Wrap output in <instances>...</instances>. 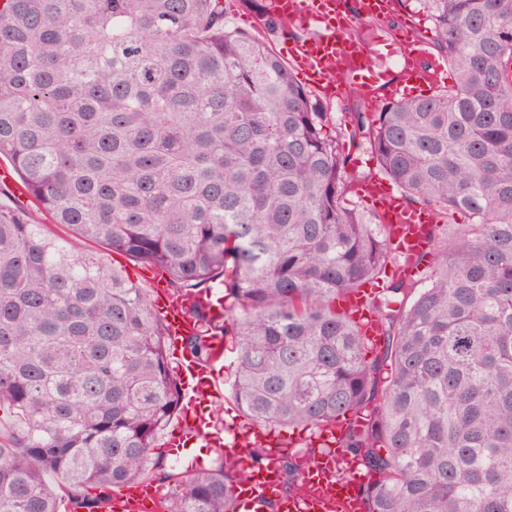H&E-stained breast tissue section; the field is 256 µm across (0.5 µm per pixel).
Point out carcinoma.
<instances>
[{"instance_id": "cac0c4a2", "label": "carcinoma", "mask_w": 512, "mask_h": 512, "mask_svg": "<svg viewBox=\"0 0 512 512\" xmlns=\"http://www.w3.org/2000/svg\"><path fill=\"white\" fill-rule=\"evenodd\" d=\"M455 72L446 90L351 112L430 225L415 278L327 113L224 0H0V158L36 209L0 207V512H103L88 488L140 480L182 388L142 290L83 249L165 274L199 333L221 331L255 426L316 430L371 479L365 512H512V0H417ZM72 237L44 233L38 214ZM384 343L336 300L365 285ZM224 296L216 323L191 297ZM278 460L283 491L303 461ZM248 473L187 469L161 512H234Z\"/></svg>"}]
</instances>
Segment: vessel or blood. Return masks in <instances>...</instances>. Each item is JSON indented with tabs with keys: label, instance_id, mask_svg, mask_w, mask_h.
<instances>
[{
	"label": "vessel or blood",
	"instance_id": "vessel-or-blood-1",
	"mask_svg": "<svg viewBox=\"0 0 512 512\" xmlns=\"http://www.w3.org/2000/svg\"><path fill=\"white\" fill-rule=\"evenodd\" d=\"M395 0H359L357 11L340 7L338 0H268L273 17L310 30L309 38L293 42L288 48L291 65L300 71L315 91L331 98L354 87L371 95L376 86H388L391 95L402 89L423 84L436 86L444 66L424 64V50L419 42L404 40L399 44L404 65L400 82H391L387 71L371 63L367 46L349 37L355 22L376 19L395 10ZM362 194L380 211L389 224L390 245L398 270L416 273L415 258L422 251L426 233L437 217L427 209L405 207L389 183L379 177L362 186ZM156 312L166 327L169 351L175 360L182 384L183 408L177 424L169 432L164 446L175 449L189 440H199L209 447L226 448L229 456L248 455L247 445L225 442L210 405L221 397L224 380L214 364L196 360L184 348V340L195 333L197 323L187 308L172 302L170 296L158 297ZM337 428L323 431L328 449L301 469L305 491L285 496L280 492L277 460L281 448H272L269 462L251 470L245 483L234 490L236 512H265L268 503H276L278 512H364L357 493L358 464L344 456L332 442ZM160 493L148 482L120 488L110 501L111 512H158Z\"/></svg>",
	"mask_w": 512,
	"mask_h": 512
}]
</instances>
